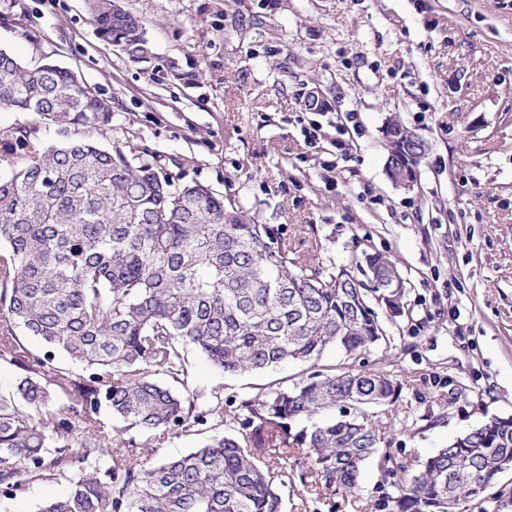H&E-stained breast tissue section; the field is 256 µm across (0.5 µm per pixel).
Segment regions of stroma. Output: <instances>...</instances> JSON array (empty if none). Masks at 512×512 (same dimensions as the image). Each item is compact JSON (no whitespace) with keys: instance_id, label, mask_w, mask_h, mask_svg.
<instances>
[{"instance_id":"stroma-1","label":"stroma","mask_w":512,"mask_h":512,"mask_svg":"<svg viewBox=\"0 0 512 512\" xmlns=\"http://www.w3.org/2000/svg\"><path fill=\"white\" fill-rule=\"evenodd\" d=\"M154 56L97 34L86 0H0V48L80 74L112 107L100 141L234 196L301 257L397 263L409 314L360 357L400 376L382 447L419 465L512 417V0H123ZM321 108H313L312 96ZM358 127L340 132L348 113ZM397 118L428 151L413 190L386 173ZM316 127L309 142L304 130ZM198 386L256 394L299 368L229 375L190 353ZM37 480L0 512H36ZM395 478L366 464L356 496L295 485L284 512H390Z\"/></svg>"}]
</instances>
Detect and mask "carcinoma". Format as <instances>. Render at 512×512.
I'll return each instance as SVG.
<instances>
[{"label":"carcinoma","instance_id":"cac0c4a2","mask_svg":"<svg viewBox=\"0 0 512 512\" xmlns=\"http://www.w3.org/2000/svg\"><path fill=\"white\" fill-rule=\"evenodd\" d=\"M99 36L153 58L142 21L116 0H87ZM0 109L33 112L63 132L0 130V365L16 368L0 393V501L36 480L68 492L38 512H283L300 484L352 494L366 461L403 475L396 512H485V494L512 466V418L495 417L429 456L416 471L378 452L398 376L320 364L336 347L354 358L384 339L376 308L407 314L405 281L379 254L339 269L304 259L233 200L163 168L131 162L95 135L112 110L52 62L30 69L0 49ZM390 169L419 138L390 119ZM35 336V351L18 329ZM224 374L287 363L311 372L242 397L238 433L224 428V388L199 389L187 349ZM339 416L292 432V422ZM200 447L166 457L185 433Z\"/></svg>","mask_w":512,"mask_h":512}]
</instances>
